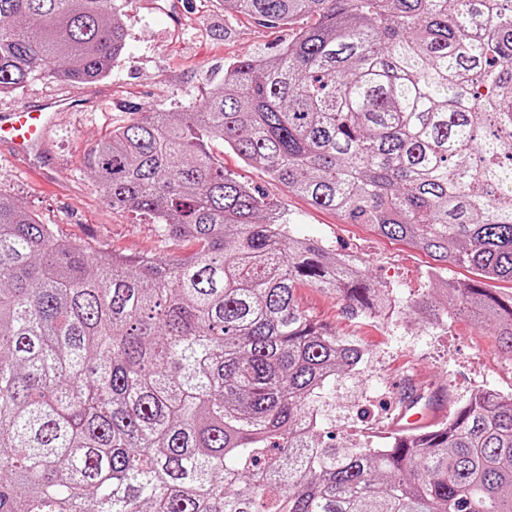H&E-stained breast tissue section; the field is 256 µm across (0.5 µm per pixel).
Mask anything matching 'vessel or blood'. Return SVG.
I'll return each instance as SVG.
<instances>
[{
	"mask_svg": "<svg viewBox=\"0 0 512 512\" xmlns=\"http://www.w3.org/2000/svg\"><path fill=\"white\" fill-rule=\"evenodd\" d=\"M70 96L61 95L36 104H22L9 111H0V149L7 150L21 165L51 173L57 169L59 159L52 147V134L57 117L72 109ZM442 415L432 406H418L416 401L403 404L396 419L400 430L428 426Z\"/></svg>",
	"mask_w": 512,
	"mask_h": 512,
	"instance_id": "b4317fda",
	"label": "vessel or blood"
}]
</instances>
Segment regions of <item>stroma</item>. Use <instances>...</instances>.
I'll list each match as a JSON object with an SVG mask.
<instances>
[{
    "label": "stroma",
    "instance_id": "1",
    "mask_svg": "<svg viewBox=\"0 0 512 512\" xmlns=\"http://www.w3.org/2000/svg\"><path fill=\"white\" fill-rule=\"evenodd\" d=\"M122 20L126 47L99 82L106 91L99 106L58 118L54 140L62 167L47 179L0 151V194L53 225L60 238L132 260L183 258L197 250V242L163 236L149 217L110 207L84 157L98 140L145 110L179 112L201 102L230 62L257 52L273 56L292 30L225 15L223 0H127ZM210 150L226 172L284 212L294 234L361 260L374 287L392 289L396 297L395 311L363 317L351 315L335 293L305 284L295 292L300 309L313 320L368 350L358 375L337 379L325 408L323 424L339 447L364 440L382 445L401 399L415 390L449 414L482 389L512 395V350L499 343L493 327L466 315L432 323L411 307L424 295L443 302L441 280L470 278V268L436 261L313 206L223 142H212Z\"/></svg>",
    "mask_w": 512,
    "mask_h": 512
}]
</instances>
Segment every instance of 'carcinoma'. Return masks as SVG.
<instances>
[{"mask_svg": "<svg viewBox=\"0 0 512 512\" xmlns=\"http://www.w3.org/2000/svg\"><path fill=\"white\" fill-rule=\"evenodd\" d=\"M124 0H0V93L97 81ZM306 21L199 105L148 111L86 156L108 204L200 250L127 262L0 194V512H512V397L338 448L321 423L368 350L299 309L308 283L372 316L363 264L288 230L224 173L221 140L318 208L512 281V0H224ZM512 349V300L445 282Z\"/></svg>", "mask_w": 512, "mask_h": 512, "instance_id": "carcinoma-1", "label": "carcinoma"}]
</instances>
